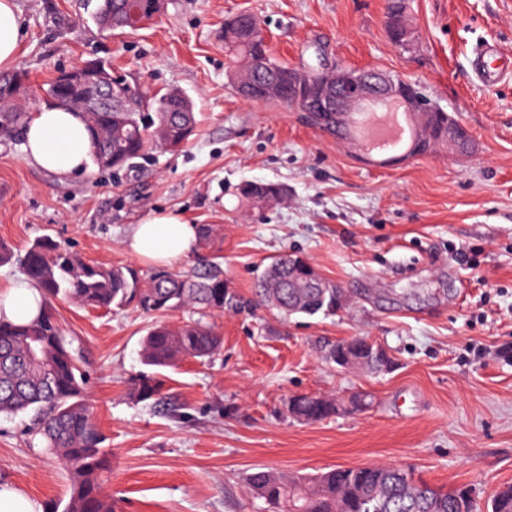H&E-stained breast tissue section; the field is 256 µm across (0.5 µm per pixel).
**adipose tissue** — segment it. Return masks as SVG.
Returning a JSON list of instances; mask_svg holds the SVG:
<instances>
[{
	"label": "adipose tissue",
	"instance_id": "adipose-tissue-1",
	"mask_svg": "<svg viewBox=\"0 0 512 512\" xmlns=\"http://www.w3.org/2000/svg\"><path fill=\"white\" fill-rule=\"evenodd\" d=\"M20 14L15 0H0V70L15 66L19 53ZM24 150L37 167L67 178L86 173L91 165V137L84 119L75 112L44 108L24 128ZM200 229L179 216L155 213L132 225L126 249L155 266H167L198 250ZM45 306L42 291L26 278L0 288V319L25 324L39 317Z\"/></svg>",
	"mask_w": 512,
	"mask_h": 512
}]
</instances>
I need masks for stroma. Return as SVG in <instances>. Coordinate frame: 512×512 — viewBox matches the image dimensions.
<instances>
[{
  "mask_svg": "<svg viewBox=\"0 0 512 512\" xmlns=\"http://www.w3.org/2000/svg\"><path fill=\"white\" fill-rule=\"evenodd\" d=\"M98 3L16 0L24 111H38L34 93L58 72L97 59L132 87L183 90L196 131L179 150L150 147L132 169L66 181L32 164L23 134L0 136V242L21 255L47 234L88 261L146 273L124 239L171 212L212 229L173 271L220 257L241 301L210 319L217 355L160 370L156 406L130 396L154 317L53 300L112 451L116 512H266L244 481L257 470L385 463L436 487L471 486L482 503L512 486V76L483 83L471 70L486 45L512 55V0H405L407 51L388 38V0H167L152 23L122 33L100 29ZM239 12L260 20L282 65L379 69L417 84L469 130L471 150L367 164L300 112L240 99L224 49V21ZM252 181L285 194L249 208L239 188ZM475 251L472 270L464 257ZM286 253L338 286L335 314L286 318L253 303L256 274ZM351 336L382 343L394 367L329 363L325 346ZM355 393L367 410L315 423L287 411L293 395ZM30 424L0 415V485L65 503L68 474Z\"/></svg>",
  "mask_w": 512,
  "mask_h": 512,
  "instance_id": "obj_1",
  "label": "stroma"
}]
</instances>
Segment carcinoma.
<instances>
[{"label": "carcinoma", "mask_w": 512, "mask_h": 512, "mask_svg": "<svg viewBox=\"0 0 512 512\" xmlns=\"http://www.w3.org/2000/svg\"><path fill=\"white\" fill-rule=\"evenodd\" d=\"M126 0H100L98 25L107 30L126 28ZM233 62L245 63L255 46L244 33L224 38ZM46 105L66 107L68 90L53 78ZM94 164L102 171L130 167L153 144L170 150L181 148L196 126L193 112H157L147 119L132 112H84ZM27 113L6 104L0 111V130L7 135L27 123ZM18 261L29 281L48 298H65L83 308L123 309L135 306L150 312L195 308L224 312L237 300L224 283L221 262L213 259L201 274L183 275L157 269L149 274L128 266H103L88 262L46 236L34 241L24 255L0 243V265ZM288 255L272 259L256 277L252 294L284 316L325 315L336 311V294L288 287ZM221 337L201 321L178 326L155 325L144 338L142 360L155 368H174L186 358L200 361L219 351ZM161 381L142 375L133 381V395L141 402L153 399ZM33 412V432L43 439L47 453L65 467L70 481L64 506L46 512H114L104 488L110 453L84 398V375L73 342L65 336L50 308L28 324L0 321V415ZM291 412L308 421L336 414V402L325 396H295ZM251 492L264 500L271 512H477L472 490L435 488L413 473L385 465L337 467L306 478L259 470L246 477ZM489 512H512V486L491 499Z\"/></svg>", "instance_id": "1"}]
</instances>
